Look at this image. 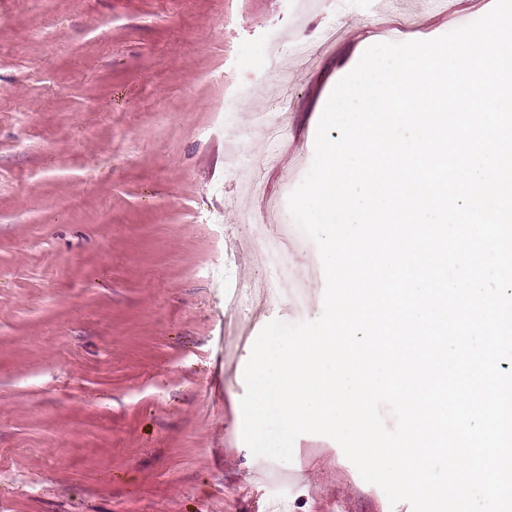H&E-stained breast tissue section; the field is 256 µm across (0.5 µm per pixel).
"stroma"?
<instances>
[{
    "label": "stroma",
    "mask_w": 512,
    "mask_h": 512,
    "mask_svg": "<svg viewBox=\"0 0 512 512\" xmlns=\"http://www.w3.org/2000/svg\"><path fill=\"white\" fill-rule=\"evenodd\" d=\"M495 0H0V512H401L333 439L300 435L291 463L242 438L244 368L270 321L298 322L290 285L239 310L283 235L311 283L316 246L287 208L314 156L324 91L380 41L430 40ZM308 46L296 61L294 42ZM286 128L277 159L251 122ZM247 138L266 198L226 171ZM280 204L269 213L267 199ZM265 288L268 289L269 284L267 282L263 281H257L253 284H250V286L246 289L238 288L235 290L231 295H229L226 299V305H227V311H228V320L230 324L235 326L238 323L237 320V312L239 307L243 303H245L248 299V296L250 294L251 288Z\"/></svg>",
    "instance_id": "1"
}]
</instances>
